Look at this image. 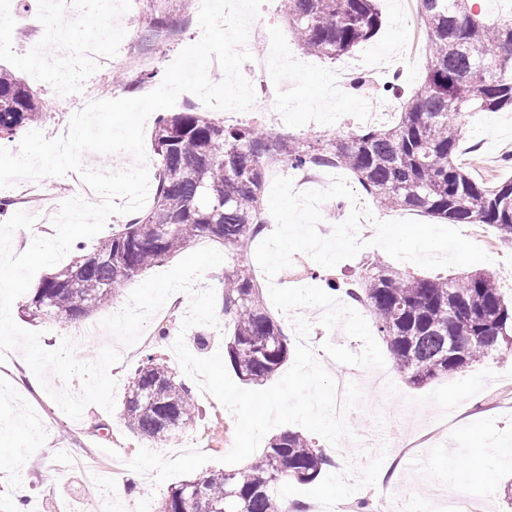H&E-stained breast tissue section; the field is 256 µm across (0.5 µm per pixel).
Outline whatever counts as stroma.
<instances>
[{"label":"stroma","instance_id":"obj_1","mask_svg":"<svg viewBox=\"0 0 512 512\" xmlns=\"http://www.w3.org/2000/svg\"><path fill=\"white\" fill-rule=\"evenodd\" d=\"M405 0H379L383 25L370 41L360 45L344 62L306 55L278 14V0H266L261 11L268 20L267 29L258 40L272 39L282 66L290 70L288 101L284 104L283 124L278 137L315 140L316 136L338 134L347 128L385 121L387 113L399 111L401 99L387 94L385 88L398 82L402 90L418 87L429 64L428 56L414 63L403 62L401 47L420 26L419 17L407 14ZM164 12L169 23L167 36L138 37L127 44L123 55L124 79L114 82L111 71L94 74L93 79L105 89L109 99L134 98L159 86V77L186 46L201 36L195 10H183L181 0H141L138 14L146 16ZM154 58L155 79L132 67L140 56ZM31 54L14 51L8 41L0 40V66L7 67L37 91L46 112L36 129L46 138H55V129L63 112L76 110V99L55 100L50 81L34 73ZM351 74L362 76L360 88L344 86L333 99L323 91L339 65ZM512 150V112H473L466 119L465 135L460 144V158L472 172L485 179L512 178V168L503 166L507 151ZM485 245L493 251L492 259L480 263V270L492 273L507 298H512V242L500 240L491 225L481 227ZM216 325L182 329V314L167 323L149 321L146 337L135 345L121 348V359L112 369L117 381L116 399L124 401L126 388L142 361L150 354L170 355L169 338L157 334L167 326L171 336L184 335L189 351L199 357L212 355L223 348L231 326L224 317L223 306H216ZM25 360L20 350H11L0 363V512H76L77 500L92 491L101 500L112 488L117 474L127 472V464L144 447L140 439L125 426L121 410L106 412L97 405L87 406L81 419L68 417L49 395V389H62L60 379L50 377L49 389L33 388L26 380ZM512 386V353L493 356L478 362L470 371L439 377L416 387L400 373H393L392 385L386 390L363 386V404L351 412L348 425L352 437L342 439L325 467L312 484L301 486L286 482L289 499L312 502L333 500H378L398 493L429 502L431 508L442 507L429 476L443 472L449 457L471 458L477 476L458 483L469 494L486 493V479L501 481L512 475V410L500 411L494 404L503 397L502 386ZM200 415L194 426L180 433L165 448V455L196 448L209 457L202 473L221 469L220 459L234 443L235 418L212 396L193 388ZM453 415L447 433L437 442L419 449L420 466L399 465L384 483H376L377 472L385 469L389 450L377 452L359 448L356 439L366 431L385 429L391 439H414L419 431ZM483 438L482 455L469 457L472 439ZM68 457H61V449Z\"/></svg>","mask_w":512,"mask_h":512}]
</instances>
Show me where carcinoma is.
Wrapping results in <instances>:
<instances>
[{
	"mask_svg": "<svg viewBox=\"0 0 512 512\" xmlns=\"http://www.w3.org/2000/svg\"><path fill=\"white\" fill-rule=\"evenodd\" d=\"M418 2L430 62L397 121L357 127L316 146L275 139L256 124L226 125L195 109L159 115L151 208L44 276L28 301L30 314L77 323L190 243L217 240L233 261L224 269V315L233 324L224 355L246 382L272 378L290 346L252 267L238 254L266 230L261 194L267 172L281 163L344 168L384 209L448 224H489L512 241V178L479 182L458 158L465 114L512 111V22H486L471 0ZM279 15L303 51L330 60L351 53L382 25L378 0H279ZM42 117L36 91L0 68V138ZM324 282L371 309L394 366L414 386L462 373L512 345V301L489 272L430 278L370 262L360 278ZM198 415L189 387L165 360L148 356L128 384L125 425L161 447ZM328 465L312 438L287 430L244 468L174 485L158 512H292L274 485L311 483Z\"/></svg>",
	"mask_w": 512,
	"mask_h": 512,
	"instance_id": "carcinoma-1",
	"label": "carcinoma"
}]
</instances>
